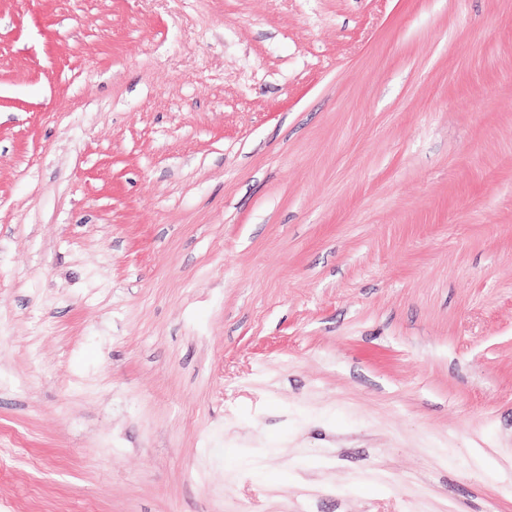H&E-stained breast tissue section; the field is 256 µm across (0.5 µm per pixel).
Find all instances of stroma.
<instances>
[{"instance_id":"obj_1","label":"stroma","mask_w":512,"mask_h":512,"mask_svg":"<svg viewBox=\"0 0 512 512\" xmlns=\"http://www.w3.org/2000/svg\"><path fill=\"white\" fill-rule=\"evenodd\" d=\"M0 512H512V0H0Z\"/></svg>"}]
</instances>
